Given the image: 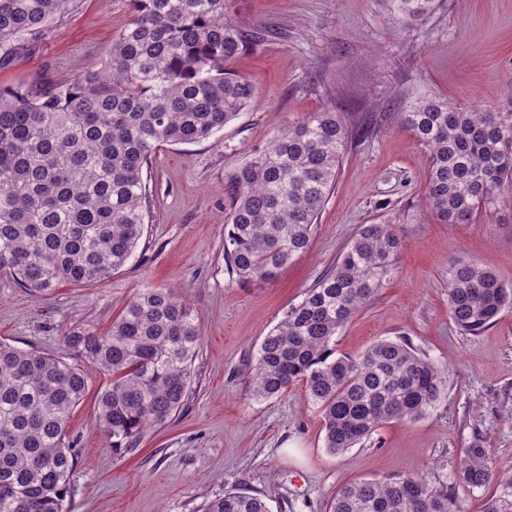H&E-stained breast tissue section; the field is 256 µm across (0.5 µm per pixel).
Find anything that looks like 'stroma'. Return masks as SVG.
Masks as SVG:
<instances>
[{"label": "stroma", "instance_id": "35a3bbf8", "mask_svg": "<svg viewBox=\"0 0 512 512\" xmlns=\"http://www.w3.org/2000/svg\"><path fill=\"white\" fill-rule=\"evenodd\" d=\"M245 27L267 34L231 71L258 99L210 139L158 147L144 176L152 202L130 260L100 283L65 284L44 296L0 275V341L74 360L70 330H107L151 285L178 288L204 336L187 405L128 454L112 451L96 423L105 383L88 388L68 428L77 471L65 512H201L237 489L270 512H329L342 484L423 472L447 483L467 512L486 493L460 486L464 448L489 450L512 476V309L479 335L448 316V272L473 262L512 282V207L472 224H444L423 206L427 151L398 126L422 97L498 112L512 102V0H433L410 20L400 0H233ZM132 19L127 0H70L65 12L0 61V83H59L105 61ZM334 109L349 132L336 186L305 252L269 282H242L224 260L228 176L279 130ZM395 224L402 248L382 288L338 332L337 355L402 338L438 364L444 387L423 419L384 426L331 454L324 421L301 386L252 397L247 373L262 338L333 265L361 225Z\"/></svg>", "mask_w": 512, "mask_h": 512}]
</instances>
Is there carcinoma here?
Masks as SVG:
<instances>
[{
    "mask_svg": "<svg viewBox=\"0 0 512 512\" xmlns=\"http://www.w3.org/2000/svg\"><path fill=\"white\" fill-rule=\"evenodd\" d=\"M128 2L133 19L100 65L61 83L0 85V272L24 288L101 282L125 266L144 234V169L158 147L208 139L257 99L250 82L225 70L264 40L263 30L231 18V0ZM68 3L0 0V48L42 32ZM399 126L428 151L425 204L442 223L512 204V87L506 112L423 98L400 113ZM346 139L335 111L313 112L230 175L224 259L239 279L271 281L308 248ZM400 247L395 225H362L263 337L249 371L259 400L301 386L333 454L387 424L424 418L442 393L441 369L405 340L335 356L334 337L381 287ZM506 307L512 285L474 263L451 264L457 329L477 335ZM202 340L191 304L162 286L140 289L108 330L66 335L107 376L97 417L113 451H135L148 429L187 405ZM86 390L78 366L0 342V512H64L77 468L68 425ZM487 459L480 445L464 449L457 480L491 490L483 512H512V477H494ZM204 512L269 509L226 491ZM330 512L462 510L447 484L406 474L348 483Z\"/></svg>",
    "mask_w": 512,
    "mask_h": 512,
    "instance_id": "cac0c4a2",
    "label": "carcinoma"
}]
</instances>
